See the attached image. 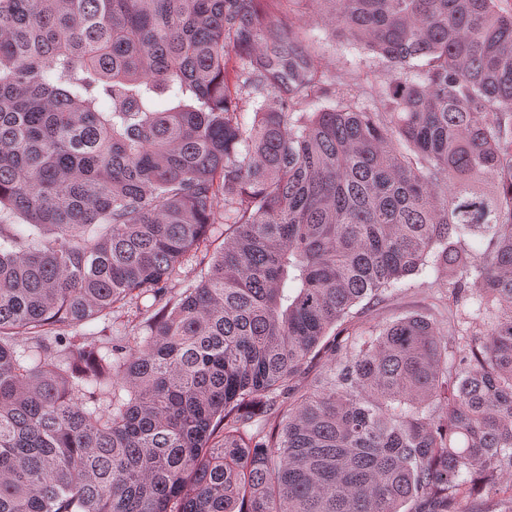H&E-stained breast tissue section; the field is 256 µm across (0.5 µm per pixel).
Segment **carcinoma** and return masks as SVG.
<instances>
[{
    "label": "carcinoma",
    "mask_w": 512,
    "mask_h": 512,
    "mask_svg": "<svg viewBox=\"0 0 512 512\" xmlns=\"http://www.w3.org/2000/svg\"><path fill=\"white\" fill-rule=\"evenodd\" d=\"M265 2L0 0V512L512 491V0H315L367 54L332 104ZM428 268L443 315L355 328ZM135 307L132 309V310H129L131 312L129 313H125L127 311V309H125V311H122V312H119V313H115L114 314V317H117V316H120L118 317V319L114 320V323L113 322V319L115 318H110V320H106L105 322L103 321H99V323L97 324V330L100 331V333L98 335H101V336H107V337H111L113 335H115V333H129L131 332V328L132 326L134 325H139V323H141V320H143V315L142 314H138L137 313V316L135 318ZM127 319L129 320V322H127ZM133 320V322H131ZM125 327V329H124Z\"/></svg>",
    "instance_id": "1"
}]
</instances>
